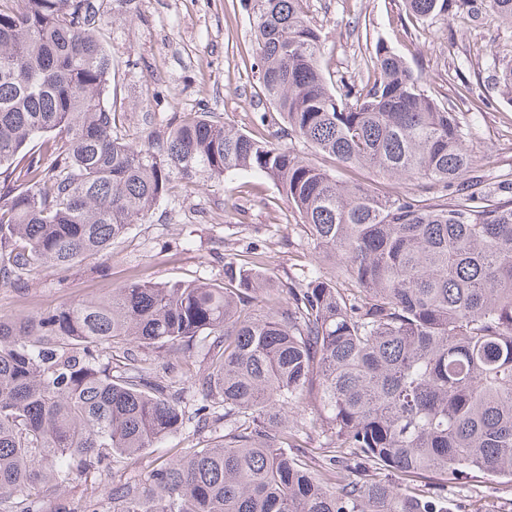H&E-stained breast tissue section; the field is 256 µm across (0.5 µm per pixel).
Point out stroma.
<instances>
[{
	"mask_svg": "<svg viewBox=\"0 0 512 512\" xmlns=\"http://www.w3.org/2000/svg\"><path fill=\"white\" fill-rule=\"evenodd\" d=\"M307 11L334 85L366 82L364 62L384 42L420 77L422 89L466 125L474 176L493 188L512 179V102L494 88L498 67L512 60V25L485 16L482 0H451L447 16L428 19L413 16L405 0H307ZM101 33L123 138L163 131L185 112H211L249 130L254 113L269 108L251 67L256 41L242 0H126L105 10ZM257 252L266 253L262 271L275 286L304 270L330 268L261 174L179 184L107 255L65 271L37 268L17 288L0 285V315L104 296L132 278L220 283L226 261L245 263ZM143 357L184 403L199 399L192 376L203 364L201 347L178 357L158 351ZM448 500L454 512H472L485 501L512 512V483L452 484Z\"/></svg>",
	"mask_w": 512,
	"mask_h": 512,
	"instance_id": "obj_1",
	"label": "stroma"
}]
</instances>
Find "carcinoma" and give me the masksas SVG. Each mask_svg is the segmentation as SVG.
Returning a JSON list of instances; mask_svg holds the SVG:
<instances>
[{
  "mask_svg": "<svg viewBox=\"0 0 512 512\" xmlns=\"http://www.w3.org/2000/svg\"><path fill=\"white\" fill-rule=\"evenodd\" d=\"M307 0H247L253 65L276 141L210 112L126 141L109 103L98 0H0V282L66 270L145 223L177 181L257 171L333 271L271 288L258 266L224 282L131 280L103 298L0 315V512L188 428L223 439L112 484V512H449L448 481L512 483V199L466 177L465 127L384 43L374 79L329 87ZM425 19L448 0H406ZM512 25V0H485ZM495 87L512 102V62ZM65 136L59 144L52 134ZM39 139L36 152L26 150ZM308 145L314 157L294 143ZM369 168L347 182L324 165ZM424 182L419 200L382 181ZM206 343L187 410L132 342ZM315 415L289 419L292 409ZM317 428L320 451L300 444ZM57 512H98V497Z\"/></svg>",
  "mask_w": 512,
  "mask_h": 512,
  "instance_id": "cac0c4a2",
  "label": "carcinoma"
}]
</instances>
